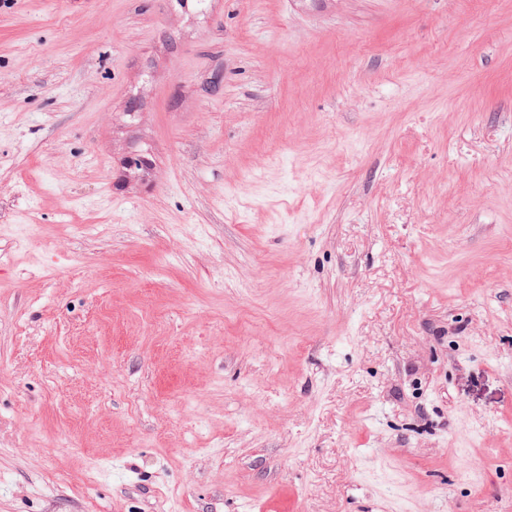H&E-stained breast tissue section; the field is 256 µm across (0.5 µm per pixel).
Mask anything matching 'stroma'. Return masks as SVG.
<instances>
[{
    "label": "stroma",
    "instance_id": "obj_1",
    "mask_svg": "<svg viewBox=\"0 0 512 512\" xmlns=\"http://www.w3.org/2000/svg\"><path fill=\"white\" fill-rule=\"evenodd\" d=\"M0 512H512V0L0 6Z\"/></svg>",
    "mask_w": 512,
    "mask_h": 512
}]
</instances>
